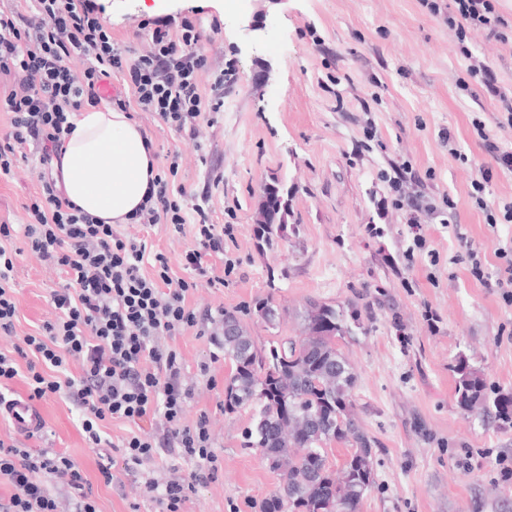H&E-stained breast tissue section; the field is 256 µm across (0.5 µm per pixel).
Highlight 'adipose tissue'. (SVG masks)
<instances>
[{
	"mask_svg": "<svg viewBox=\"0 0 512 512\" xmlns=\"http://www.w3.org/2000/svg\"><path fill=\"white\" fill-rule=\"evenodd\" d=\"M72 123L55 164L66 197L102 223H128L158 172L147 137L115 108L84 107Z\"/></svg>",
	"mask_w": 512,
	"mask_h": 512,
	"instance_id": "ef3b65f1",
	"label": "adipose tissue"
}]
</instances>
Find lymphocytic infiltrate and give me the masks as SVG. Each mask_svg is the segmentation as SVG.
Listing matches in <instances>:
<instances>
[{"mask_svg": "<svg viewBox=\"0 0 512 512\" xmlns=\"http://www.w3.org/2000/svg\"><path fill=\"white\" fill-rule=\"evenodd\" d=\"M150 35L136 57L114 41L94 0H36L34 14L21 5L0 8V112L10 128L0 138V178L17 176L32 142L42 145L34 165L38 190L26 207L21 227L0 224V335L13 336L16 252L11 242L23 234L29 252L57 267L62 288L52 290L54 319L23 337L12 353L0 351V383L24 376L30 400L62 395L81 416V428L93 445L102 442L107 420L130 424L129 433L102 456L98 470L105 484L120 481L160 449H174L191 471L170 470L168 477L146 479L141 492L162 512H185L190 492L202 481H216L222 468L213 449L207 418L182 422L194 389L184 380V361L171 345L186 330L198 335L224 333L223 310L197 312L188 297L199 282L223 285L212 260L224 253V227L212 223L202 205L195 222L173 199L170 186L179 172L178 154H170L157 174L145 205L130 218L141 225L165 224L173 233L192 229L195 242L182 257L190 279L173 276L163 254L145 265L147 243L100 223L73 206L51 176L57 149L71 131L70 117L84 106L106 104L137 108L181 135L197 138L208 114L224 105V73L213 72L210 88L201 75L207 59L192 51L199 38L193 21L149 22ZM84 69L74 75L70 63ZM120 78L123 92L102 89ZM387 193L380 211L400 210L411 224L423 216L452 219L457 209L410 190L406 177L381 173ZM158 420L157 431L143 422ZM0 481L11 487L0 497V512H97L92 486L74 461L51 448L38 450L22 441L0 439ZM68 489L66 501L55 485Z\"/></svg>", "mask_w": 512, "mask_h": 512, "instance_id": "1", "label": "lymphocytic infiltrate"}]
</instances>
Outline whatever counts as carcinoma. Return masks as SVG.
Returning <instances> with one entry per match:
<instances>
[{
	"label": "carcinoma",
	"mask_w": 512,
	"mask_h": 512,
	"mask_svg": "<svg viewBox=\"0 0 512 512\" xmlns=\"http://www.w3.org/2000/svg\"><path fill=\"white\" fill-rule=\"evenodd\" d=\"M280 212L277 205L264 204L262 232L269 240L279 234ZM255 310L268 323L278 318L271 298L258 301ZM303 321L305 335L260 346L242 317L224 312V335L217 340L234 366L224 388V411L253 408L245 447L259 450L281 476L260 512H358L375 473L371 440L353 415L355 377L336 345V338L349 333L345 314L312 304ZM457 371L455 395L462 410L512 421L505 408L512 396L490 401L482 376L463 360ZM334 443L353 446L337 470L328 461Z\"/></svg>",
	"instance_id": "1"
}]
</instances>
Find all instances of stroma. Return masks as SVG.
I'll return each instance as SVG.
<instances>
[{"mask_svg": "<svg viewBox=\"0 0 512 512\" xmlns=\"http://www.w3.org/2000/svg\"><path fill=\"white\" fill-rule=\"evenodd\" d=\"M98 2L129 52L140 48L145 20L186 16L200 33L194 50L210 65L202 85L210 86L212 71L233 66L224 108L203 123L199 140L130 112L157 159L180 153L178 183L204 199L213 223L232 229L223 287L199 286L190 304L237 311L273 298L287 315L272 325L247 318L261 344L300 335L310 304L344 310L351 331L337 346L355 374L354 414L371 441L375 470L359 512H512V478L503 476L512 468V423L468 414L455 395L462 357L483 376L488 395H512V285L495 280L512 259V223H487L471 198L480 179L488 203L512 199V171L485 152L473 119L509 151L512 124L470 73L472 64L487 62L512 91V0H493L500 26L462 32L448 23L454 0H437L436 13L425 0H244L223 11L211 0ZM245 14L264 21L266 37L247 29ZM447 131L454 145L443 141ZM406 161L413 189L456 201L451 223L430 218L417 230L405 212L379 213L375 200L387 191L380 171ZM271 186L287 194L288 210L283 233L269 245L259 211ZM36 190L29 176L0 181V222L24 223L23 206ZM118 230L147 238L183 276L191 234H172L163 224ZM13 246L18 318L14 338L0 336L5 351L51 318L50 293L60 282L26 251L23 237ZM476 260L489 282L472 276ZM172 343L195 389L183 422L208 416L224 460L217 481L196 485L186 512H259L280 477L259 450L243 445L250 410L224 411L230 363L195 331ZM39 406L46 424L30 447L72 458L98 512H159L133 478L121 488L103 482L99 451L65 397Z\"/></svg>", "mask_w": 512, "mask_h": 512, "instance_id": "35a3bbf8", "label": "stroma"}]
</instances>
